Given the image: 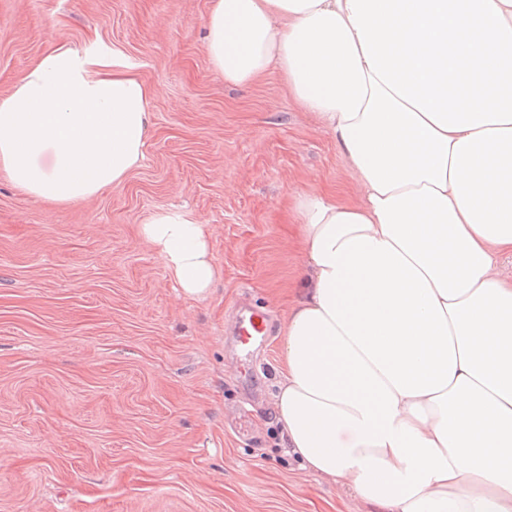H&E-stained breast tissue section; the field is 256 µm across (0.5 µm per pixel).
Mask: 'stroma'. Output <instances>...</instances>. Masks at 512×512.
Segmentation results:
<instances>
[{
	"label": "stroma",
	"mask_w": 512,
	"mask_h": 512,
	"mask_svg": "<svg viewBox=\"0 0 512 512\" xmlns=\"http://www.w3.org/2000/svg\"><path fill=\"white\" fill-rule=\"evenodd\" d=\"M209 0H0V98L54 44L119 51L153 87L142 164L78 204L0 172V512H371L288 457L273 412L281 341L230 340L248 302L273 328L298 296L293 208L357 189L279 71L226 83ZM172 205L212 231L218 277L184 297L141 224Z\"/></svg>",
	"instance_id": "obj_1"
}]
</instances>
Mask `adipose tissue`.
I'll list each match as a JSON object with an SVG mask.
<instances>
[{
	"instance_id": "ef3b65f1",
	"label": "adipose tissue",
	"mask_w": 512,
	"mask_h": 512,
	"mask_svg": "<svg viewBox=\"0 0 512 512\" xmlns=\"http://www.w3.org/2000/svg\"><path fill=\"white\" fill-rule=\"evenodd\" d=\"M204 30L225 82L281 71L361 193L296 199L290 453L378 512H512V0H210ZM153 95L119 54L53 46L0 99V171L91 199L143 161ZM141 234L209 293L208 225L163 209Z\"/></svg>"
}]
</instances>
